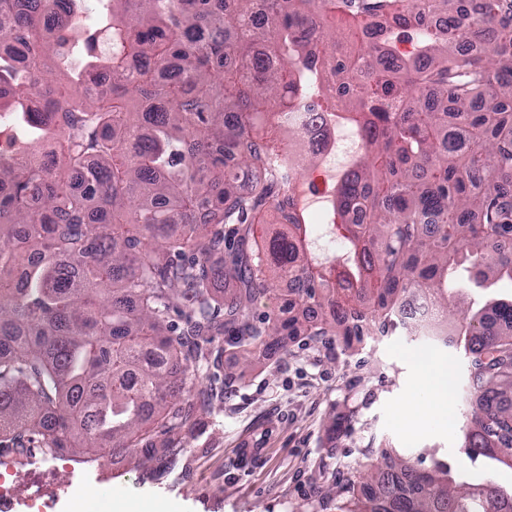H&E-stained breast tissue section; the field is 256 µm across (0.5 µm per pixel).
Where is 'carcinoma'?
<instances>
[{
	"label": "carcinoma",
	"instance_id": "cac0c4a2",
	"mask_svg": "<svg viewBox=\"0 0 512 512\" xmlns=\"http://www.w3.org/2000/svg\"><path fill=\"white\" fill-rule=\"evenodd\" d=\"M0 0V454L91 458L145 442L177 451L210 405L175 369L221 336L249 355L277 337L395 328L405 295L433 298L472 356L463 448L512 469V15L460 0ZM110 49H99V35ZM79 91L53 88L67 62ZM365 144L333 188L343 259L318 255L304 213L267 228L288 183L286 128L313 84ZM51 142L47 158L38 142ZM263 245L250 244L254 227ZM313 319H260L274 282ZM483 301L456 318V298ZM182 321L176 323L172 313ZM374 465L356 512H512L490 479L448 464Z\"/></svg>",
	"mask_w": 512,
	"mask_h": 512
}]
</instances>
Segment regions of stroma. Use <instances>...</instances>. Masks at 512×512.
I'll return each mask as SVG.
<instances>
[{
	"instance_id": "35a3bbf8",
	"label": "stroma",
	"mask_w": 512,
	"mask_h": 512,
	"mask_svg": "<svg viewBox=\"0 0 512 512\" xmlns=\"http://www.w3.org/2000/svg\"><path fill=\"white\" fill-rule=\"evenodd\" d=\"M220 348L224 389L213 393L210 410L168 464L146 462L140 448L94 460L68 451L2 455L0 476L19 477L13 512H37L32 478L40 473L57 497L54 512H66L84 491L98 493L107 507L122 501L128 512L145 503L167 512H337L335 491L357 482L385 452L445 461L465 480L484 470L462 446L474 399L470 361L454 341L404 328L384 335L368 322L348 345L336 336L300 335L249 357L225 342ZM421 354L448 369L452 426L410 410ZM249 440L262 455L245 469L237 450Z\"/></svg>"
}]
</instances>
